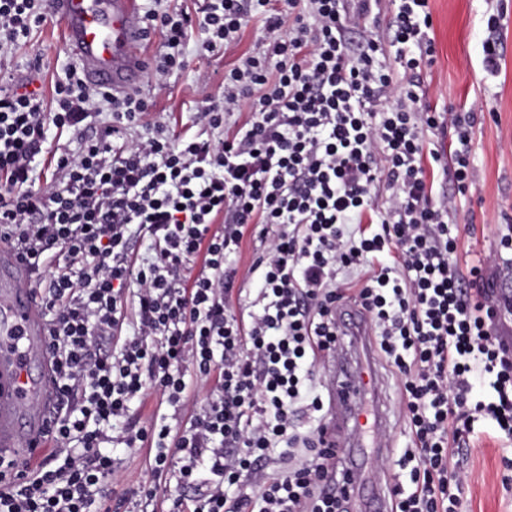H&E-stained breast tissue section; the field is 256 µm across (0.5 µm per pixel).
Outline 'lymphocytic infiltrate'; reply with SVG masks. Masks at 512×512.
<instances>
[{
    "mask_svg": "<svg viewBox=\"0 0 512 512\" xmlns=\"http://www.w3.org/2000/svg\"><path fill=\"white\" fill-rule=\"evenodd\" d=\"M380 0H202L196 13L147 10L162 48L150 80L183 69L200 34L226 52L260 20L262 49L224 70L222 99L178 134L148 120L152 100L90 89L68 67L46 105L0 73V244L29 257L61 408L38 463L0 487V512H120L112 447L147 449L153 503L167 512H345L337 448L311 380L363 310L400 389L410 447L389 470L392 512H456L461 462L478 428L512 440V343L490 259L460 273L448 221L471 185V113L424 98L434 44L428 0H398L387 39L367 25ZM46 0H0V53L46 19ZM248 110L234 130L224 122ZM148 123L145 135L132 131ZM458 131L454 194L434 198L426 132ZM78 149L32 165L49 128ZM260 251L237 257L247 232ZM149 254L134 253L136 240ZM393 250L359 284L346 276ZM256 297L244 300L246 282ZM205 401H198V393ZM154 398L142 421L133 402ZM315 421L301 431V418Z\"/></svg>",
    "mask_w": 512,
    "mask_h": 512,
    "instance_id": "f902f5d3",
    "label": "lymphocytic infiltrate"
}]
</instances>
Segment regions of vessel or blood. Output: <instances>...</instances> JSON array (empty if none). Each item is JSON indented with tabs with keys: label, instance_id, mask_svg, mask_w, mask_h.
<instances>
[{
	"label": "vessel or blood",
	"instance_id": "b4317fda",
	"mask_svg": "<svg viewBox=\"0 0 512 512\" xmlns=\"http://www.w3.org/2000/svg\"><path fill=\"white\" fill-rule=\"evenodd\" d=\"M53 12L62 22L64 40L78 60L88 85L123 94L142 84L147 61L137 0H53ZM339 324L346 336L361 346L363 358L350 362L336 355L330 362L340 383L331 399L327 432L338 437L341 428L363 418L362 402L375 393L379 374L364 313L345 309ZM59 408L46 326L32 284L30 262L23 254L0 250V453L21 461L42 456L44 436ZM365 451L349 458L352 482L348 498L359 502V512H390L388 497L364 475Z\"/></svg>",
	"mask_w": 512,
	"mask_h": 512
}]
</instances>
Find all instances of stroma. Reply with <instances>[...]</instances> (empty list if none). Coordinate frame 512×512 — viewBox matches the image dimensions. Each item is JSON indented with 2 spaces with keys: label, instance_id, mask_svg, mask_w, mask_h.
<instances>
[{
  "label": "stroma",
  "instance_id": "obj_1",
  "mask_svg": "<svg viewBox=\"0 0 512 512\" xmlns=\"http://www.w3.org/2000/svg\"><path fill=\"white\" fill-rule=\"evenodd\" d=\"M428 6L436 47L435 60L424 77L428 101L437 111L451 107L475 117L469 129L473 186L467 196L458 198L451 214L461 229L457 264L464 268L495 254L500 237L512 231V0H429ZM494 13L499 16L501 46L498 69L491 73L484 65L483 45L486 20ZM266 37L262 23L254 21L226 56L203 55L196 44H189L182 72L163 87H152L147 81L142 87L152 91L157 112L172 127L187 129L200 100L198 74L223 72L226 61L257 51ZM35 62L47 93L58 74L73 62L56 17H47L25 45L0 61V69L18 78ZM378 372L389 413L390 457L395 460L409 443V428L395 379L386 367H379ZM112 455L121 475L112 486V496L125 500L127 512H138L140 501L132 491L151 479L148 455L120 446L113 448ZM464 465L470 491L459 512H512V450L502 448L492 427H485L474 438Z\"/></svg>",
  "mask_w": 512,
  "mask_h": 512
}]
</instances>
